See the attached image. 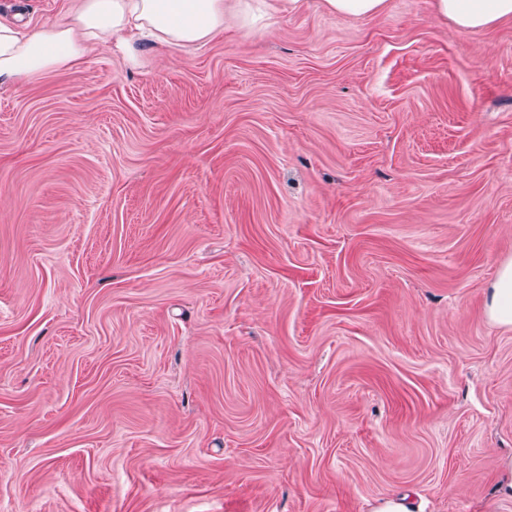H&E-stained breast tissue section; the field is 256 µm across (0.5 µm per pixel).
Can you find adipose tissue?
Masks as SVG:
<instances>
[{
	"mask_svg": "<svg viewBox=\"0 0 512 512\" xmlns=\"http://www.w3.org/2000/svg\"><path fill=\"white\" fill-rule=\"evenodd\" d=\"M302 0H74L65 21L19 33L0 23V88L65 66L78 67L89 46L125 54L137 63L150 41L180 53L222 36L227 16L244 23L265 8L289 12ZM436 11L464 31L512 19V0H434ZM485 309L497 325L512 327V262L502 264L487 290Z\"/></svg>",
	"mask_w": 512,
	"mask_h": 512,
	"instance_id": "obj_1",
	"label": "adipose tissue"
}]
</instances>
